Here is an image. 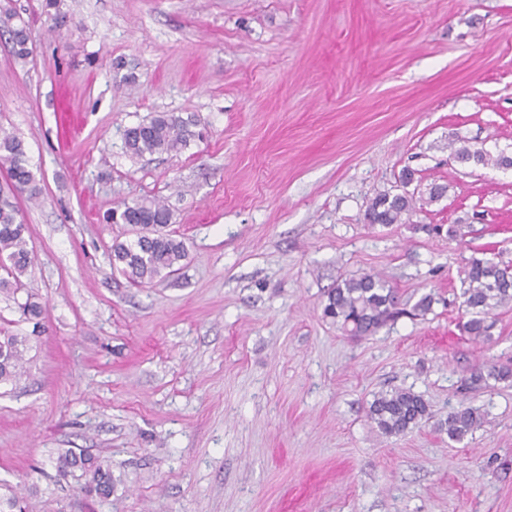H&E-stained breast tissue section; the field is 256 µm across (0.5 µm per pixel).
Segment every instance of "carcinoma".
<instances>
[{"instance_id":"cac0c4a2","label":"carcinoma","mask_w":512,"mask_h":512,"mask_svg":"<svg viewBox=\"0 0 512 512\" xmlns=\"http://www.w3.org/2000/svg\"><path fill=\"white\" fill-rule=\"evenodd\" d=\"M16 14L6 9L0 13V32L8 35L15 59L26 61L30 55V32L23 22H15ZM199 121L193 114L156 113L139 124L125 130V148L130 157L139 159L156 154L172 153L202 138ZM453 158L460 163H473L499 168L512 166V156L504 152L491 154L484 148L463 145L452 150ZM0 165L5 167V186H0V267L8 278L0 280V292L15 295L20 283L31 267L28 248L30 227L21 219L20 211L4 196L27 195L36 200L41 187L29 165L24 140L13 133L0 132ZM416 201L407 193L376 195L366 212L370 224L390 225L400 223L415 210ZM171 209L162 201L152 198L124 201L104 216L108 224H123L133 237L112 246V267L131 284H151L162 273L177 271L188 253L183 241L167 231L172 223ZM462 292L463 315L467 320L462 329L476 340L490 337L492 324L488 317L492 310L512 303V262L493 258H474L464 270ZM23 320L39 327L44 309L34 295L26 294L25 300L14 299ZM400 296L383 277L365 274L344 280L327 294L323 315L344 334L363 339L374 335L388 321L402 313ZM30 337L18 336L7 330L0 335V386L13 384L26 373L25 354ZM512 377L508 367L489 366L471 373L468 384L476 385L487 379L507 380ZM368 416L378 431L387 436L403 435L427 422L429 405L424 397L406 389L381 391L374 396ZM484 416L474 407L459 405L440 423V429L453 441H461L480 428ZM57 470L64 477L81 482L89 494L106 498L112 494V466L107 461L90 454H77L70 449L59 453ZM0 512H33L31 495L14 489L0 493Z\"/></svg>"}]
</instances>
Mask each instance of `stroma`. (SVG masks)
Masks as SVG:
<instances>
[{
  "mask_svg": "<svg viewBox=\"0 0 512 512\" xmlns=\"http://www.w3.org/2000/svg\"><path fill=\"white\" fill-rule=\"evenodd\" d=\"M41 4L0 0L31 37L24 64L0 41V128L42 187L16 203L45 307L36 328L0 293V329L30 339L0 390V486L36 488L34 512H512V379L461 388L512 365V304L484 341L459 310L470 259L512 262V169L450 157L512 154V0ZM157 112L207 134L131 158L124 130ZM384 192L413 195L404 223H367ZM144 196L188 258L140 287L103 215ZM367 273L406 312L354 341L322 308ZM391 388L431 418L379 433ZM462 403L484 424L455 442L438 425ZM67 448L111 463L109 498L58 476ZM451 155L460 163H473L477 165L487 166L493 165L498 168H506L512 166V156L500 152L497 155H492L484 148H472L467 145L460 146L452 150Z\"/></svg>",
  "mask_w": 512,
  "mask_h": 512,
  "instance_id": "1",
  "label": "stroma"
}]
</instances>
